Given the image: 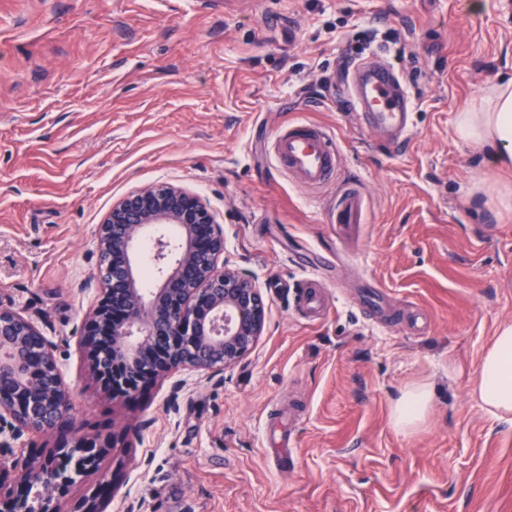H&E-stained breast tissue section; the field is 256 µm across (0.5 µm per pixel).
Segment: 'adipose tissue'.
Listing matches in <instances>:
<instances>
[{
    "instance_id": "ef3b65f1",
    "label": "adipose tissue",
    "mask_w": 512,
    "mask_h": 512,
    "mask_svg": "<svg viewBox=\"0 0 512 512\" xmlns=\"http://www.w3.org/2000/svg\"><path fill=\"white\" fill-rule=\"evenodd\" d=\"M459 138L496 163L512 166V80L488 88L480 103L458 114ZM475 398L493 416L512 415V323L502 324L484 353L474 388ZM431 401L425 387H411L396 401L392 418L403 432L424 417Z\"/></svg>"
}]
</instances>
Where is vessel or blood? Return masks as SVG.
<instances>
[{"label": "vessel or blood", "mask_w": 512, "mask_h": 512, "mask_svg": "<svg viewBox=\"0 0 512 512\" xmlns=\"http://www.w3.org/2000/svg\"><path fill=\"white\" fill-rule=\"evenodd\" d=\"M355 76L351 104L365 124L391 141L407 139L412 129V103L399 75L388 64L364 62L356 66ZM271 150L277 163L304 185H324L336 172L338 149L328 133L313 123L299 121L276 130ZM362 216L363 198L353 188L339 194L328 211L330 223L347 232L355 230ZM298 299L307 317L321 316L325 303L320 279H304Z\"/></svg>", "instance_id": "b4317fda"}]
</instances>
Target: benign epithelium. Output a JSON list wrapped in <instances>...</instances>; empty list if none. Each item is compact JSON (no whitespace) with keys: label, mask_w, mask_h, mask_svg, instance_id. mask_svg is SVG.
I'll list each match as a JSON object with an SVG mask.
<instances>
[{"label":"benign epithelium","mask_w":512,"mask_h":512,"mask_svg":"<svg viewBox=\"0 0 512 512\" xmlns=\"http://www.w3.org/2000/svg\"><path fill=\"white\" fill-rule=\"evenodd\" d=\"M178 227L174 247L158 242L157 285L141 286L136 245L146 229ZM101 295L79 336L88 371L114 400L131 399L185 367L222 370L244 360L264 334L268 303L247 274L224 261V234L198 195L152 185L112 204L98 228ZM0 449L28 434L50 435L54 445L23 464L0 457V512H27L28 490H47L46 512L73 478L69 460L93 467L114 447L112 434H81L70 419V393L53 343L36 323L0 310ZM114 493L105 481L70 512H106Z\"/></svg>","instance_id":"obj_1"}]
</instances>
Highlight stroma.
Wrapping results in <instances>:
<instances>
[{"mask_svg":"<svg viewBox=\"0 0 512 512\" xmlns=\"http://www.w3.org/2000/svg\"><path fill=\"white\" fill-rule=\"evenodd\" d=\"M373 54L414 104L390 151L342 104L343 60ZM511 78L502 0H0V309L56 343L82 432L119 439L63 512L109 476V512H512V419L471 395L512 321V208L469 203L474 184L511 188L512 169L455 127ZM297 120L336 141L323 186L273 158L272 133ZM157 183L206 200L267 327L238 365L179 370L129 407L95 385L78 336L99 224ZM348 184L365 222L342 239L327 214ZM311 273L316 320L296 298ZM412 386L431 403L404 433L392 409ZM319 278L308 277L299 285V305L308 318H317L324 312V291Z\"/></svg>","mask_w":512,"mask_h":512,"instance_id":"35a3bbf8","label":"stroma"}]
</instances>
